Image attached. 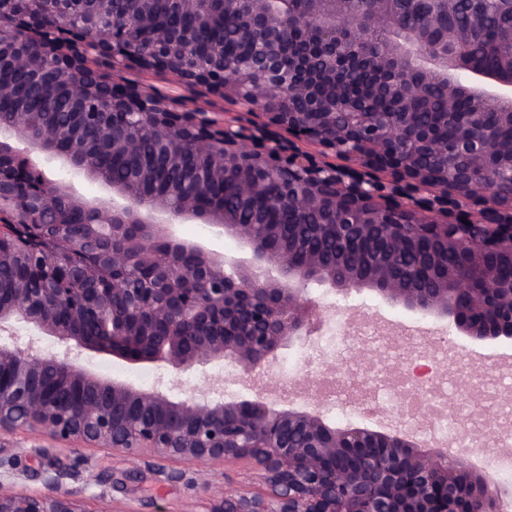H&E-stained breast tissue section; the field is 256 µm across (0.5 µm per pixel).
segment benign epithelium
Instances as JSON below:
<instances>
[{
	"instance_id": "1",
	"label": "benign epithelium",
	"mask_w": 512,
	"mask_h": 512,
	"mask_svg": "<svg viewBox=\"0 0 512 512\" xmlns=\"http://www.w3.org/2000/svg\"><path fill=\"white\" fill-rule=\"evenodd\" d=\"M113 19L115 0H0V267L37 258L0 304V434L24 429L52 441L148 455L159 469L222 462L239 467L240 488L212 500L209 512H503L512 488L448 453L418 427H336L314 408L281 407L259 395L224 398L221 387L174 398L103 380L77 360L85 352L128 364H166L175 372L228 363L249 376L284 346L311 335L317 285L336 293L369 290L387 304L448 319L476 340L512 338V282L497 256L512 259V0H133ZM185 17L162 25L159 6ZM226 18L239 52L225 41L202 47L198 35ZM511 33L496 43L499 63L470 53L489 23ZM139 68L171 76L183 89L161 94L131 80ZM6 74L30 79L38 103L64 93L71 120L48 124ZM203 90L235 116L198 103ZM443 92L447 111L423 123L417 109ZM393 103L378 112L372 99ZM465 99L470 112H455ZM166 146L150 169L116 181L97 146L135 155ZM310 144L308 150L304 145ZM198 159L201 176L158 190L153 170ZM66 177L53 179L42 164ZM239 175L238 205L201 204L204 184ZM99 185L90 199L74 181ZM265 199L268 214L325 215L327 236L344 245L379 239L382 257L345 251L327 257L305 242H278L270 220L245 221ZM209 224L237 238L247 261L179 238L178 224ZM167 246L158 255L154 244ZM414 241L439 253L418 255L409 273L394 266ZM454 254L456 263L442 262ZM193 257L189 268L181 259ZM149 268L152 286L135 288L127 271ZM68 310L71 318L57 315ZM217 321L190 339L183 328ZM22 324L61 345L45 353L4 335ZM167 332L140 356L138 338ZM356 362L387 373L379 351ZM61 377L89 395L67 402L47 389ZM472 413L487 411L482 390H464ZM506 426L471 431L483 452L505 443ZM383 449L360 463L343 460ZM0 483V512H92L61 491Z\"/></svg>"
}]
</instances>
